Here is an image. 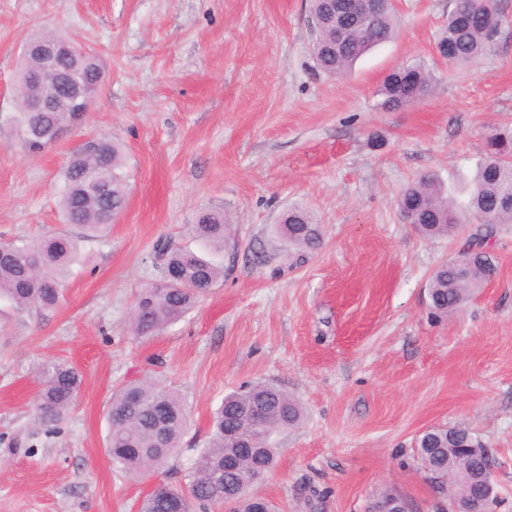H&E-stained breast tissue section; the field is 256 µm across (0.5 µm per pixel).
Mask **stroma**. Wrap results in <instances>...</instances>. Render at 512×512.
<instances>
[{"label": "stroma", "mask_w": 512, "mask_h": 512, "mask_svg": "<svg viewBox=\"0 0 512 512\" xmlns=\"http://www.w3.org/2000/svg\"><path fill=\"white\" fill-rule=\"evenodd\" d=\"M448 5L400 0L397 35L333 78L309 53L308 0H0V114L17 110L22 47L35 33L68 35L105 70L84 124L42 152L0 123V240L67 231L61 173L82 137L123 143L129 174L123 213L107 235L81 241L59 307L21 314L0 301V512H131L193 466L224 395L257 381L306 411L276 436L278 463L256 487L278 512H366L385 483L416 512H438L414 443L455 425L493 449V512H512V228L491 240L495 276L438 320L428 280L478 223L426 240L397 208L426 171L464 198L487 135L512 124V0H498L497 36L461 66L434 54ZM415 60L433 72L430 95L379 108L384 77ZM294 205L321 224L318 249L276 234ZM207 209L231 225L223 249L188 231ZM161 239L224 276L141 337L129 318L161 274ZM61 359L81 386L49 433L35 418L37 375ZM146 376L185 395L189 427L170 472L133 479L106 452V411L114 391Z\"/></svg>", "instance_id": "obj_1"}]
</instances>
